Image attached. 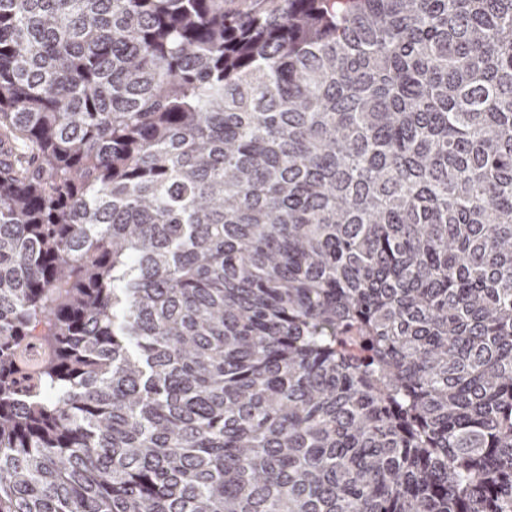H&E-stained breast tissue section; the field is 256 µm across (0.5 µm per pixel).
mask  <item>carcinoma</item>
<instances>
[{"mask_svg": "<svg viewBox=\"0 0 512 512\" xmlns=\"http://www.w3.org/2000/svg\"><path fill=\"white\" fill-rule=\"evenodd\" d=\"M0 512H512V0H0Z\"/></svg>", "mask_w": 512, "mask_h": 512, "instance_id": "cac0c4a2", "label": "carcinoma"}]
</instances>
